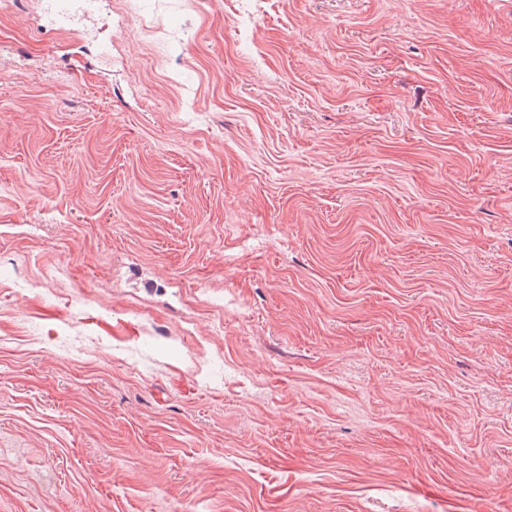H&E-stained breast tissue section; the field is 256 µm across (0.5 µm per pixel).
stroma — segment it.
I'll use <instances>...</instances> for the list:
<instances>
[{
	"label": "stroma",
	"mask_w": 512,
	"mask_h": 512,
	"mask_svg": "<svg viewBox=\"0 0 512 512\" xmlns=\"http://www.w3.org/2000/svg\"><path fill=\"white\" fill-rule=\"evenodd\" d=\"M0 512H512V0L0 6ZM96 0H57L53 3L55 23L68 27L76 18L90 19L96 9Z\"/></svg>",
	"instance_id": "1"
}]
</instances>
